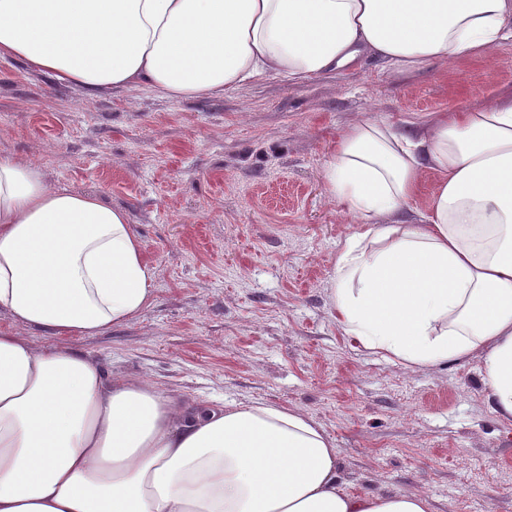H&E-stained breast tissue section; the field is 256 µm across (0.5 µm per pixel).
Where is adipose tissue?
I'll return each mask as SVG.
<instances>
[{"mask_svg": "<svg viewBox=\"0 0 512 512\" xmlns=\"http://www.w3.org/2000/svg\"><path fill=\"white\" fill-rule=\"evenodd\" d=\"M512 39V0H0V60L94 94L219 95L302 83L374 58L397 71ZM420 223L397 218L426 174ZM359 223L331 307L359 347L406 368L482 357L512 421V94L411 131L366 121L323 164ZM155 272L127 213L0 157V512H430L423 495H353L304 413L199 408L113 379L23 331L95 336L138 317Z\"/></svg>", "mask_w": 512, "mask_h": 512, "instance_id": "adipose-tissue-1", "label": "adipose tissue"}]
</instances>
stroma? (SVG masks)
Here are the masks:
<instances>
[{
    "mask_svg": "<svg viewBox=\"0 0 512 512\" xmlns=\"http://www.w3.org/2000/svg\"><path fill=\"white\" fill-rule=\"evenodd\" d=\"M512 90V41L398 72L368 59L217 97L87 95L0 62V156L125 210L155 269L151 306L100 336L24 334L186 404L297 410L334 441L349 492L429 498L432 512H512V423L479 356L408 369L355 346L330 290L354 218L322 164L352 124L403 126Z\"/></svg>",
    "mask_w": 512,
    "mask_h": 512,
    "instance_id": "obj_1",
    "label": "stroma"
}]
</instances>
